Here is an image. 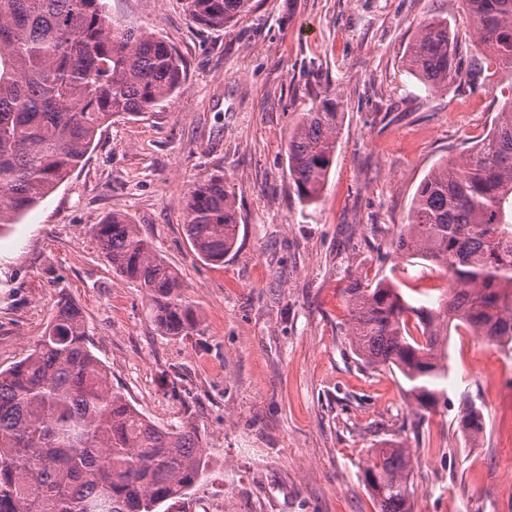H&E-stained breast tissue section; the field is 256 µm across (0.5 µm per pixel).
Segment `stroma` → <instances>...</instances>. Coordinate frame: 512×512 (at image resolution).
Wrapping results in <instances>:
<instances>
[{
    "instance_id": "1",
    "label": "stroma",
    "mask_w": 512,
    "mask_h": 512,
    "mask_svg": "<svg viewBox=\"0 0 512 512\" xmlns=\"http://www.w3.org/2000/svg\"><path fill=\"white\" fill-rule=\"evenodd\" d=\"M221 27L184 0H110L183 61L162 111L116 118L85 162L0 233V370L23 359L59 301L78 305L114 388L161 427L193 425L202 477L161 512H379L361 466L398 441L413 452V512H512V347L467 332L448 341L446 392L423 409L398 371L353 352L343 290L393 277L413 304L448 280L392 251L419 183L484 138L512 72L467 76L473 27L460 0H253ZM448 21L458 76L427 87L406 64L424 20ZM344 114L319 200L288 180V133L320 86ZM224 174L236 247L220 264L187 240L192 184ZM140 225L187 285L198 323L162 335L136 284L102 257L91 227ZM481 408L476 443L460 433ZM478 409L473 407V405L468 406L460 419L462 430L471 439L478 437L480 434H483L485 430V419L483 412L481 409H479L480 411Z\"/></svg>"
}]
</instances>
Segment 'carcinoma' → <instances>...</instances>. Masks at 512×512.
<instances>
[{"label": "carcinoma", "mask_w": 512, "mask_h": 512, "mask_svg": "<svg viewBox=\"0 0 512 512\" xmlns=\"http://www.w3.org/2000/svg\"><path fill=\"white\" fill-rule=\"evenodd\" d=\"M252 0H186L189 15L224 26ZM480 62L512 71V0H461ZM456 56L447 22L429 18L409 46V71L428 87L448 82ZM175 50L146 27L109 12L106 0H0V230L17 223L86 157L120 116L159 108L182 86ZM341 112L327 90L288 134V177L308 204L320 196L336 153ZM186 235L204 261L224 262L239 224L232 190L214 173L193 184ZM103 257L136 282L167 336L193 331L186 285L140 225L114 213L91 228ZM448 278L432 305L415 306L400 286L355 278L344 289L347 336L373 368L396 369L422 408L448 378L444 340L464 330L512 344V97L489 133L437 167L416 191L395 243ZM469 438L485 430L468 406ZM195 428H160L112 388L89 348L82 309L63 301L30 353L0 371V512H157L184 495L204 469ZM380 512H413V455L393 441L363 461Z\"/></svg>", "instance_id": "obj_1"}]
</instances>
